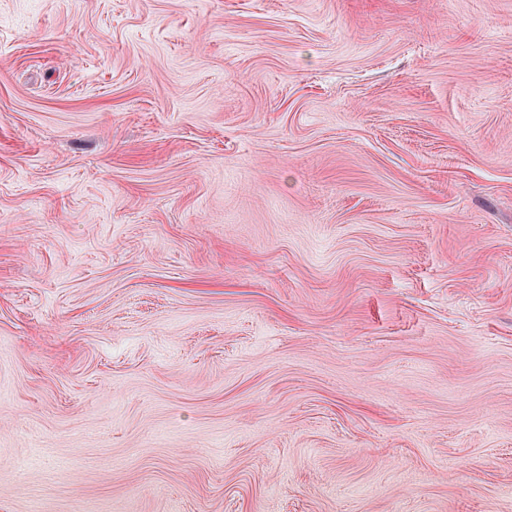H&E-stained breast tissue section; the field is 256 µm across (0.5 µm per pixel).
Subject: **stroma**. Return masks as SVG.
<instances>
[{"instance_id": "1", "label": "stroma", "mask_w": 512, "mask_h": 512, "mask_svg": "<svg viewBox=\"0 0 512 512\" xmlns=\"http://www.w3.org/2000/svg\"><path fill=\"white\" fill-rule=\"evenodd\" d=\"M0 512H512V0H0Z\"/></svg>"}]
</instances>
